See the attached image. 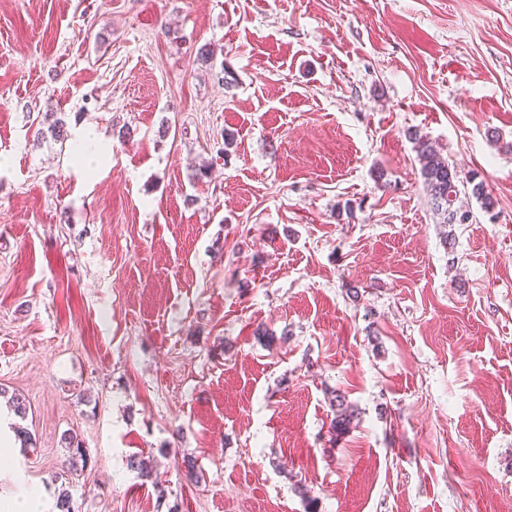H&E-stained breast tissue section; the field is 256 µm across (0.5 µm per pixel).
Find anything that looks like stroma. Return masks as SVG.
<instances>
[{"instance_id":"35a3bbf8","label":"stroma","mask_w":512,"mask_h":512,"mask_svg":"<svg viewBox=\"0 0 512 512\" xmlns=\"http://www.w3.org/2000/svg\"><path fill=\"white\" fill-rule=\"evenodd\" d=\"M1 387L0 505L512 512V0H0ZM410 139L415 145L420 177L430 208L438 216L439 224L453 227L455 224L472 223L474 215L471 210L456 205L462 192L474 198L484 212L494 209L495 200L488 192L483 178L474 172L462 176V172L449 165L426 135L414 132ZM333 409H336V416L332 420L331 428L337 434L346 433L356 418L355 410L346 403L342 394H334L330 398Z\"/></svg>"}]
</instances>
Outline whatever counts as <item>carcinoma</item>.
Segmentation results:
<instances>
[{
	"mask_svg": "<svg viewBox=\"0 0 512 512\" xmlns=\"http://www.w3.org/2000/svg\"><path fill=\"white\" fill-rule=\"evenodd\" d=\"M410 139L415 145L420 164V177L428 195L430 208L434 215L438 216L439 223L450 227L472 223L473 213L457 206L462 193L474 198L482 210L489 212L494 209L495 200L488 192L484 179L474 172L463 175L456 167L449 165L448 160L440 154L427 136L414 132ZM330 403L336 409L331 428L336 433L343 434L356 418L355 410L346 403L345 397L341 394L333 395ZM64 443L69 451L70 467L75 471L85 469L89 457L82 444L71 435L64 436ZM127 466L138 472L141 477H152V469L146 459L139 454L130 455Z\"/></svg>",
	"mask_w": 512,
	"mask_h": 512,
	"instance_id": "obj_1",
	"label": "carcinoma"
}]
</instances>
